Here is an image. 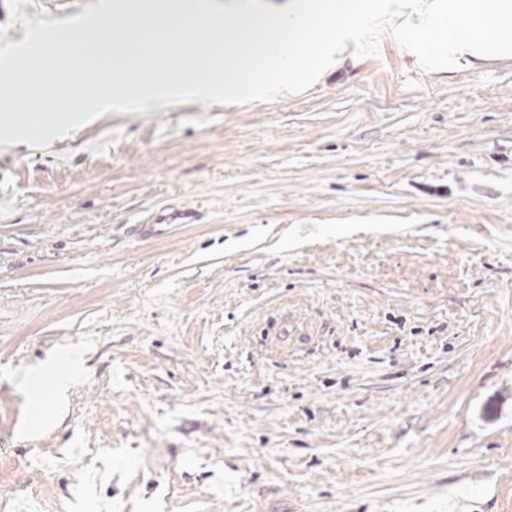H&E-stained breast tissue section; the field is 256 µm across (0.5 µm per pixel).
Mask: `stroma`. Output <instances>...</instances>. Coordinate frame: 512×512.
<instances>
[{"mask_svg":"<svg viewBox=\"0 0 512 512\" xmlns=\"http://www.w3.org/2000/svg\"><path fill=\"white\" fill-rule=\"evenodd\" d=\"M63 347L36 411L13 375ZM452 494L512 512V58L429 74L386 35L295 99L0 145V512ZM67 368L64 370H56V361L49 358L37 371H29L19 376V385L30 388L36 394L38 391L34 390L36 380L42 373H54V393L50 402L55 403L61 400L68 389V387L82 374L83 360L82 355L73 349L68 350L66 353Z\"/></svg>","mask_w":512,"mask_h":512,"instance_id":"obj_1","label":"stroma"}]
</instances>
